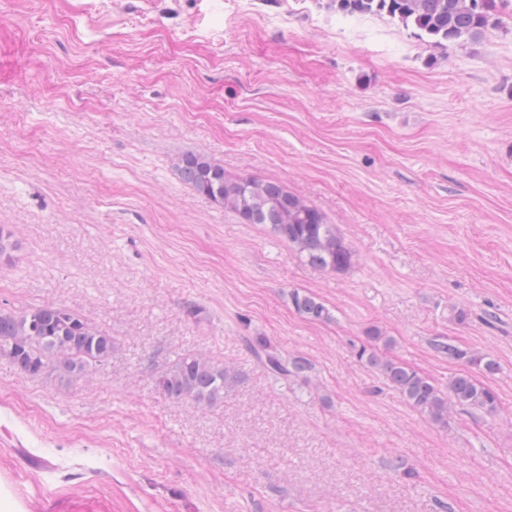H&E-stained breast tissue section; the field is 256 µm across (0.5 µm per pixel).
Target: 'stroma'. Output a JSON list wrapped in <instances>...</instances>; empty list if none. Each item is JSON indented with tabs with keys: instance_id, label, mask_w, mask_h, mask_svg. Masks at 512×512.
Instances as JSON below:
<instances>
[{
	"instance_id": "stroma-1",
	"label": "stroma",
	"mask_w": 512,
	"mask_h": 512,
	"mask_svg": "<svg viewBox=\"0 0 512 512\" xmlns=\"http://www.w3.org/2000/svg\"><path fill=\"white\" fill-rule=\"evenodd\" d=\"M326 3L0 0V308L114 339L68 384L0 358L13 512H512V30L445 50ZM188 152L281 182L352 267L186 186ZM374 329L443 388L462 365L435 340L490 356L498 413L432 422L359 360ZM255 338L308 372L274 379ZM184 352L244 379L172 400ZM292 300L296 311L308 320L325 322L331 319L329 309L314 295L295 292Z\"/></svg>"
}]
</instances>
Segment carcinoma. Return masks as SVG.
<instances>
[{
  "instance_id": "carcinoma-1",
  "label": "carcinoma",
  "mask_w": 512,
  "mask_h": 512,
  "mask_svg": "<svg viewBox=\"0 0 512 512\" xmlns=\"http://www.w3.org/2000/svg\"><path fill=\"white\" fill-rule=\"evenodd\" d=\"M509 0H329L328 7L350 16H386L429 42L451 47L475 41L489 31L500 30ZM177 171L184 184L224 206L250 224H268L282 241L292 246L318 270L344 272L352 265L353 252L335 225L328 224L315 207L290 193L273 179L238 177L204 154L187 153ZM18 248L14 232L0 225V258H11ZM296 311L311 321L331 319L329 309L316 296L292 294ZM390 340L373 330L360 346L358 358L378 371L412 407L435 423L448 425L450 409L461 406L494 415L499 400L494 390L477 377L498 371L495 360L458 348L451 341H437L434 348L469 366L453 376L442 390L428 376L391 359L382 348ZM113 339L80 314L60 305L9 311L0 309V357L29 376L55 372L71 382L85 377L91 368L112 357ZM263 368L282 380L300 376L308 364L285 359L259 339L251 346ZM241 376L194 353H182L173 367L158 376L156 384L168 397L210 407L224 401V390Z\"/></svg>"
}]
</instances>
